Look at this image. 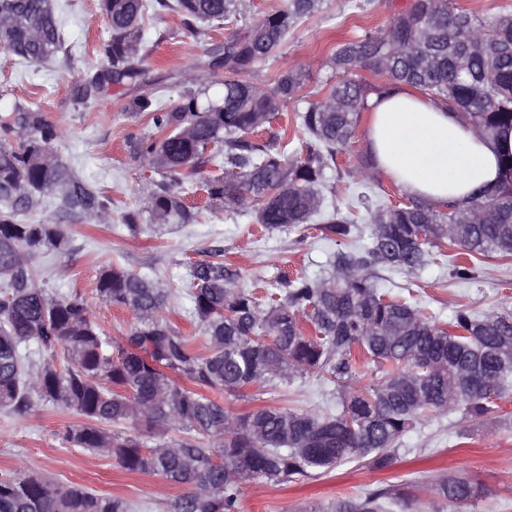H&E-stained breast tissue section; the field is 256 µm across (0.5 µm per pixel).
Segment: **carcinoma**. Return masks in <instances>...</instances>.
I'll return each instance as SVG.
<instances>
[{"label": "carcinoma", "mask_w": 512, "mask_h": 512, "mask_svg": "<svg viewBox=\"0 0 512 512\" xmlns=\"http://www.w3.org/2000/svg\"><path fill=\"white\" fill-rule=\"evenodd\" d=\"M238 0H175L172 9L198 21H222ZM324 0H286L224 42L223 93L201 100L187 93L172 109L151 108L158 134L139 141L137 153L172 181L201 172L224 155L223 173L206 181L212 200L252 209L266 229L297 227L318 216L325 237L367 243L340 252L327 276L286 281L282 293L263 300L241 287L222 263L192 266L188 292L194 320L208 337L194 351L163 310L169 298L158 278L108 266L96 282L98 299L122 306L135 324L122 340L107 336L73 295L51 298L37 285L28 257L69 251L70 238L50 221L23 224L46 197L89 222L109 220L107 198L83 182L53 152L54 128L41 113L16 104L0 118V408L25 413L39 401L63 404L85 419L69 428L73 448L99 451L131 473L154 474L187 492L174 512H238L247 482H296L327 474L351 460L372 471L400 461L397 445L423 422L459 412L478 423L512 391V310L475 313L458 307L449 321L424 315L406 300L380 292L379 267L416 272L431 248L447 243L469 257L453 274L469 280L473 258L512 259V157L506 181L494 195L474 194L464 205L436 206L410 196L393 204L372 187L376 163L365 158L367 181L346 210L325 211L326 172L354 139L370 91L356 78L367 69L390 89L414 88L441 102L475 132L493 137L512 129V13L476 15L454 0H409L383 28L336 44L326 66L328 93L301 94L303 74L281 71L271 91L245 79L268 61L303 18ZM112 31L106 64L91 80L135 81L143 42L146 0H101ZM63 37L54 0H0V48L37 64L57 53ZM305 103L297 119L308 140L290 156L278 140L254 142L281 107ZM148 212L157 224H186L193 213L168 187L153 192ZM51 354L43 362L30 345ZM373 365L370 383L357 387L359 359ZM306 374L333 384L341 410L315 414L262 406L241 415L202 392L245 396L252 388L289 384ZM190 382L186 386L174 380ZM127 421L135 433L115 430ZM181 429L186 436L167 438ZM431 512H458L483 498L479 483L436 473L428 481ZM404 493L367 490L338 498L315 512H393ZM120 498L37 475L0 477V512H133Z\"/></svg>", "instance_id": "cac0c4a2"}]
</instances>
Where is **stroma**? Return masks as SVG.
<instances>
[{
  "mask_svg": "<svg viewBox=\"0 0 512 512\" xmlns=\"http://www.w3.org/2000/svg\"><path fill=\"white\" fill-rule=\"evenodd\" d=\"M168 2L150 0L143 19V52L136 65L145 71V81L126 80L79 101L74 94L100 71L111 30L98 0H58L63 45L52 59L23 64L0 52V113L16 102L39 107L45 123L58 132L55 149L60 158L109 199L111 221L107 224L81 222L59 212L52 199L44 200L36 219L62 225L71 249L64 255L30 258L29 266L41 288L53 298L82 296L92 318L108 336L118 338L130 331L134 316L97 299L100 270L118 265L157 276L171 290L167 316L203 352L208 341L191 318L187 292L192 266L224 263L237 271L239 284L263 295L277 291L287 277L325 276L338 247L325 238L318 221L265 230L253 212L230 210L220 201L208 200L201 184L202 177L214 174L208 165L203 176L184 179L178 189L185 202L201 208L192 223L154 225L145 202L165 178L133 152V143L154 131L149 113L137 111V100L147 97L171 107L184 94L201 89L212 98L221 95L224 68L214 63V48L244 34L256 19L283 4V0H240L237 11L224 21L188 23ZM358 2L327 0L322 12L301 20L291 30L275 59L258 65L249 81L269 91L280 70L296 68L304 75V93L324 96L329 89L325 62L336 43L384 27L408 0H375L374 7L366 11L358 9ZM133 212L142 224L135 234L124 227L126 215ZM456 252L453 246L433 252L428 264L414 275L379 270L376 285L441 320L461 305L479 313L512 310V262L482 258L476 264L475 278L460 280L452 272L451 258ZM333 390V385L307 375L286 386L264 388L253 399L220 391L213 397L236 414L262 405L321 413L335 410ZM81 421V416L61 405L38 403L22 415L0 409V474L33 472L61 484H79L97 494L132 501L141 512H171L185 486L157 475L130 473L113 457L71 448L63 434ZM401 445L406 455L385 474L350 463L301 484L251 483L241 495L238 512H313L336 498L362 495L381 480L405 485L412 512H429L433 497L422 483L435 470L464 475L485 488V496L466 512H512V398L501 401L499 410L483 426H469L461 414L451 413L419 426Z\"/></svg>",
  "mask_w": 512,
  "mask_h": 512,
  "instance_id": "obj_1",
  "label": "stroma"
}]
</instances>
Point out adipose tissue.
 I'll return each instance as SVG.
<instances>
[{
  "instance_id": "1",
  "label": "adipose tissue",
  "mask_w": 512,
  "mask_h": 512,
  "mask_svg": "<svg viewBox=\"0 0 512 512\" xmlns=\"http://www.w3.org/2000/svg\"><path fill=\"white\" fill-rule=\"evenodd\" d=\"M368 137L377 168L408 193L434 205L469 201L476 189L496 193L512 131L479 136L456 114L416 89L374 103Z\"/></svg>"
}]
</instances>
